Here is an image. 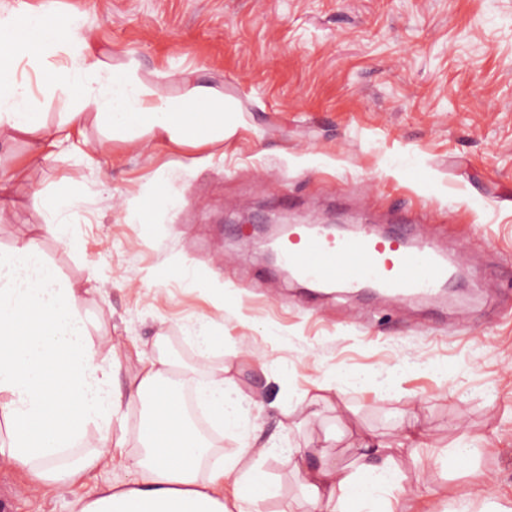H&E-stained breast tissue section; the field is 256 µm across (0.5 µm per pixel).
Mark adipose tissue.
Listing matches in <instances>:
<instances>
[{
	"label": "adipose tissue",
	"mask_w": 512,
	"mask_h": 512,
	"mask_svg": "<svg viewBox=\"0 0 512 512\" xmlns=\"http://www.w3.org/2000/svg\"><path fill=\"white\" fill-rule=\"evenodd\" d=\"M52 38L50 14L0 9V141L25 135L35 155L49 159L50 148L69 142L90 108L113 136L128 141L144 132L177 146H208L233 134L223 101L208 88L195 87L188 98L171 97L133 75L109 70L90 46L75 40L68 46L70 67L44 76L73 107L48 124L35 108L31 84L16 71L23 63L37 66ZM38 202L46 217L44 232L68 242L63 216L75 196L55 192ZM76 293L47 261L39 238L29 236L0 251V424L5 427L0 458L27 471L39 491L61 493L106 463L108 447L125 446V435L115 432L124 422L123 401L146 396L150 411L127 464L132 480L97 491L83 512H265L279 491L256 463L271 456L272 447L247 442L223 458L214 442L202 440L192 427L162 353H155L125 390H116L112 365L93 341ZM226 383L224 376H214L199 398L214 419L232 428L239 402ZM91 428L97 434L92 444ZM420 436L412 425L394 447L373 436L361 439L353 471L325 461L308 467L302 449L289 450L288 464L302 473L309 495L299 507L279 500L278 512H400L410 491L400 484L396 453L419 447ZM208 454L212 476L206 479L201 461ZM234 471L240 477L228 502L219 481Z\"/></svg>",
	"instance_id": "obj_1"
}]
</instances>
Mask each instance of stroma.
I'll return each mask as SVG.
<instances>
[{"label": "stroma", "mask_w": 512, "mask_h": 512, "mask_svg": "<svg viewBox=\"0 0 512 512\" xmlns=\"http://www.w3.org/2000/svg\"><path fill=\"white\" fill-rule=\"evenodd\" d=\"M49 9L110 68L183 97L209 87L235 107L219 147L109 138L88 118L81 152L30 156L26 137L0 150L23 185L0 213V250L40 237L74 283L76 304L112 343L114 382L141 367L164 334L183 388L224 373L246 397L223 455L249 437L278 450L317 448L354 468V437L424 433L400 455L404 485L427 482L405 512H449L484 472V512H512V0H0ZM77 190L69 244L44 234L35 192ZM162 194L168 204L143 210ZM142 219H129L134 210ZM333 218L357 232L412 225L456 268L450 290L397 298L310 288L241 238L242 222ZM207 328L217 343L200 357ZM447 376H440V369ZM268 402L258 412L252 399ZM316 401V416L302 408ZM145 408L125 416L127 444L109 466L54 495L0 462L10 512H80L131 477ZM473 448L458 461L452 450Z\"/></svg>", "instance_id": "stroma-1"}]
</instances>
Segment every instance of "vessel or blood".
<instances>
[{
    "label": "vessel or blood",
    "mask_w": 512,
    "mask_h": 512,
    "mask_svg": "<svg viewBox=\"0 0 512 512\" xmlns=\"http://www.w3.org/2000/svg\"><path fill=\"white\" fill-rule=\"evenodd\" d=\"M279 252L296 277L320 287L371 284L392 296L415 297L445 286L450 277L447 260L433 247L425 242L408 246L400 235L333 237L300 231L282 241Z\"/></svg>",
    "instance_id": "b4317fda"
}]
</instances>
